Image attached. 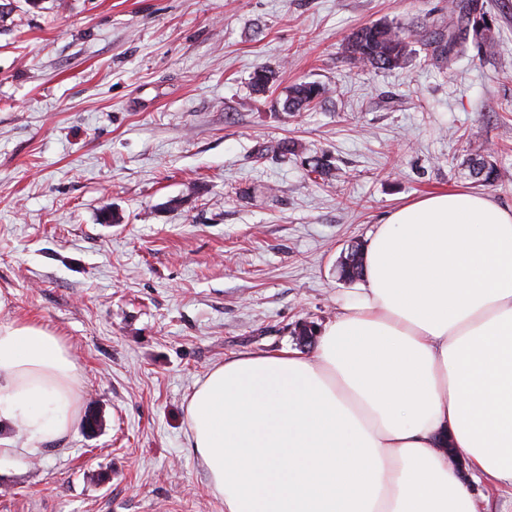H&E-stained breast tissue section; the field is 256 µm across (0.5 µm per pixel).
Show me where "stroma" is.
<instances>
[{
  "label": "stroma",
  "mask_w": 512,
  "mask_h": 512,
  "mask_svg": "<svg viewBox=\"0 0 512 512\" xmlns=\"http://www.w3.org/2000/svg\"><path fill=\"white\" fill-rule=\"evenodd\" d=\"M495 55L413 44L355 67L367 23L448 25V0H13L0 21V313L61 336L83 371L79 424L0 461V512H224L187 440L216 363L298 349L357 283L351 243L419 197L512 208V0H482ZM274 71L253 92L256 67ZM330 87L291 114L295 82ZM303 155L269 153L282 140ZM331 157L309 176L304 154ZM488 156L502 183H473ZM118 221L105 224L104 212ZM101 481H91L89 472ZM345 259L349 261L347 263L341 262L338 265L340 277L346 281H354L362 277L363 272V249L362 245L357 243L353 252L347 251Z\"/></svg>",
  "instance_id": "35a3bbf8"
}]
</instances>
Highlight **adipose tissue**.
Here are the masks:
<instances>
[{
	"mask_svg": "<svg viewBox=\"0 0 512 512\" xmlns=\"http://www.w3.org/2000/svg\"><path fill=\"white\" fill-rule=\"evenodd\" d=\"M82 378L59 336L0 320V460L68 435ZM185 418L224 512H479L470 483L512 489V208L454 191L394 210L312 355L213 365Z\"/></svg>",
	"mask_w": 512,
	"mask_h": 512,
	"instance_id": "obj_1",
	"label": "adipose tissue"
}]
</instances>
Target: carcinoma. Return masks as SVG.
I'll return each instance as SVG.
<instances>
[{"mask_svg":"<svg viewBox=\"0 0 512 512\" xmlns=\"http://www.w3.org/2000/svg\"><path fill=\"white\" fill-rule=\"evenodd\" d=\"M448 17L456 18V22L448 25L446 33L418 26L404 28L386 23L364 25L349 37L347 52L356 64L377 69H395L406 63L410 45L414 42L433 44L443 52L453 51L458 56L467 55L472 46L485 55L497 51L495 29L489 26L493 18L484 11L478 0H448ZM273 80V71L257 69L251 77L252 89L257 94H264ZM329 93L330 88L319 82L295 83L289 87L283 109L288 112L309 110L321 103ZM305 165L308 172L319 176L328 175L331 171V162L323 155L306 158ZM501 178V171L496 164L481 159V167L476 175L479 185L492 186ZM346 259L348 262L338 265L340 277L346 281L361 278L362 245L356 244L353 252L346 253Z\"/></svg>","mask_w":512,"mask_h":512,"instance_id":"obj_1","label":"carcinoma"}]
</instances>
